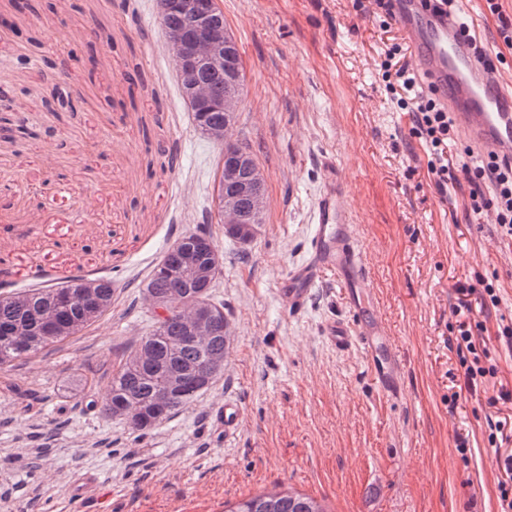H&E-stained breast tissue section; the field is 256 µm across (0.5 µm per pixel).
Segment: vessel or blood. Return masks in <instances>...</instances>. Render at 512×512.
I'll list each match as a JSON object with an SVG mask.
<instances>
[{"label":"vessel or blood","mask_w":512,"mask_h":512,"mask_svg":"<svg viewBox=\"0 0 512 512\" xmlns=\"http://www.w3.org/2000/svg\"><path fill=\"white\" fill-rule=\"evenodd\" d=\"M395 20L410 44L415 61L456 128L477 154L512 158V83L493 78L478 64L474 47L459 34L451 15L422 11L419 0H392ZM350 226L336 204L335 194L323 196L311 238V257L292 272L279 291L286 311H300L311 298L324 271L342 269L348 284L347 300L365 312V324L350 334L340 322H329L325 334L339 349L359 340L370 360L373 379L389 397L402 391V363L378 319L368 314V301L357 280L363 257L351 245ZM225 434L238 432L241 406L225 402L217 414Z\"/></svg>","instance_id":"1"}]
</instances>
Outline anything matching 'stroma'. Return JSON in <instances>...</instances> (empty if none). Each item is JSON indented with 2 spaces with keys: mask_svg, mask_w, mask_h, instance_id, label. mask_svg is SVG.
I'll use <instances>...</instances> for the list:
<instances>
[{
  "mask_svg": "<svg viewBox=\"0 0 512 512\" xmlns=\"http://www.w3.org/2000/svg\"><path fill=\"white\" fill-rule=\"evenodd\" d=\"M32 2L34 15L0 0L11 24L0 29V270L15 289L80 275L111 278L115 293L92 326L0 368V512H229L276 491L327 512H500L512 438L490 444L489 422L512 417L499 398L512 391V350L497 334L512 323V240L491 217L466 218V187L438 193L381 94L377 65L399 26L382 32L351 0H221L246 73L227 138L256 152L267 218L246 246L214 225L212 299L232 327L224 374L139 437L73 405L102 399L106 372L147 331V276L211 205L224 145L192 123L156 0ZM61 60L64 73L49 69ZM135 65L140 87L126 79ZM58 86L73 109L54 106ZM152 141L177 144L176 166ZM333 186L404 363L396 399L374 386L359 342L324 338L330 320L358 325L337 272L300 312L278 301ZM481 278L495 279L499 304L483 315L474 294L457 317L485 325L491 373L470 391L448 326L456 286ZM227 400L243 409L232 437L216 422Z\"/></svg>",
  "mask_w": 512,
  "mask_h": 512,
  "instance_id": "1",
  "label": "stroma"
}]
</instances>
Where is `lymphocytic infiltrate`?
Segmentation results:
<instances>
[{"label":"lymphocytic infiltrate","mask_w":512,"mask_h":512,"mask_svg":"<svg viewBox=\"0 0 512 512\" xmlns=\"http://www.w3.org/2000/svg\"><path fill=\"white\" fill-rule=\"evenodd\" d=\"M409 47L396 42L384 53L378 69L385 93L409 119V136L423 147L427 175L438 191L465 179L468 213L493 214L502 236L512 238V159L497 155L474 157L471 146L461 148L463 162L450 160L448 142L454 126L434 92H423L417 74L405 58Z\"/></svg>","instance_id":"obj_1"}]
</instances>
